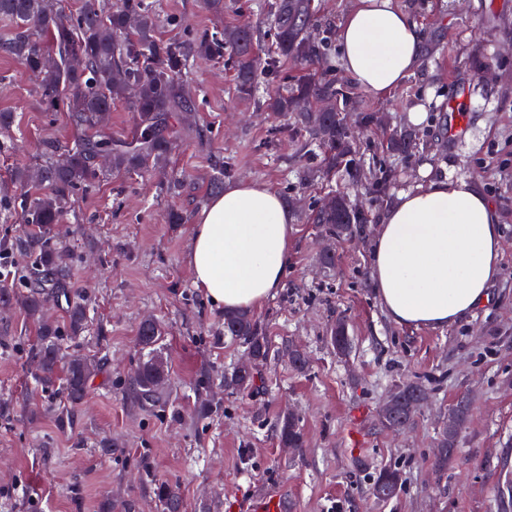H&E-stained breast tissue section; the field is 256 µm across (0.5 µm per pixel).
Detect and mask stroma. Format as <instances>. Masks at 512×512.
<instances>
[{
    "mask_svg": "<svg viewBox=\"0 0 512 512\" xmlns=\"http://www.w3.org/2000/svg\"><path fill=\"white\" fill-rule=\"evenodd\" d=\"M316 29L329 40L314 64L284 60L256 97L239 94L225 59H191L182 74L195 104L170 166L183 175L174 193L154 174L110 175L76 191L54 243L66 255L69 291L83 299L88 327L64 339L68 354L102 363L74 423L60 426L63 397L41 384L29 362L37 326L18 306L0 308V512H160L154 481L181 488L186 512H229L236 497L262 506L278 495V512H512L497 491L512 482V0H399L421 26L419 68L385 99L360 89L339 66L336 30L352 0H315ZM158 36L185 29L213 33L248 24L260 30L259 63L271 55L268 0H150ZM328 73L351 97L350 115L378 114L380 124L354 125L362 178L318 176L323 151L279 133L287 118L258 109L303 74ZM464 101L462 133H448L449 103ZM423 108L412 124L408 114ZM0 183L15 168L59 158L73 141L68 112L44 111L36 78L0 49ZM417 140L408 155L386 150L387 133ZM477 183L496 208L503 241L501 275L488 303L444 327H402L383 312L371 286V240L381 213L424 170ZM275 190L291 208L295 233L284 285L253 314L273 347L299 341L306 371L271 355L258 387L224 391V372L245 353L224 336L223 307L195 287L185 261L192 227L211 196L216 171ZM365 209L370 221L336 241L337 267L318 259L321 231L305 220L309 206L332 193ZM181 223L168 221L170 211ZM163 330L168 380L161 408L141 407L126 383L142 358L144 319ZM348 326L351 349L336 355L329 331ZM420 378L433 386L410 425L393 434L379 411L395 384ZM470 418L458 438L457 465L438 471L434 452L448 410L460 397ZM216 402L210 416L202 400ZM300 419L305 446L281 447L274 425L286 412ZM110 439L117 454L99 453ZM399 467L396 496L370 495L373 476Z\"/></svg>",
    "mask_w": 512,
    "mask_h": 512,
    "instance_id": "obj_1",
    "label": "stroma"
}]
</instances>
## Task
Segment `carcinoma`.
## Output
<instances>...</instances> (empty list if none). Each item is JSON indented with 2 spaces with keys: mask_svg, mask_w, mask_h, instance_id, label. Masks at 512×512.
Listing matches in <instances>:
<instances>
[{
  "mask_svg": "<svg viewBox=\"0 0 512 512\" xmlns=\"http://www.w3.org/2000/svg\"><path fill=\"white\" fill-rule=\"evenodd\" d=\"M0 17L20 27L3 50L37 77L42 106L54 111L63 106L78 132L74 145L61 159L47 160L38 171V183L45 190L26 199L21 207L22 220L32 230L20 242V248L35 257L28 274L26 292L16 295L0 289V303H17L29 317L37 320L40 342L30 353V362L40 381L52 380L61 349L60 327L43 318L50 301L65 299L66 325L70 333H81L88 324L87 306L71 297L66 285V264L62 251L51 244L53 226L61 219L70 196L82 186L92 185L109 172L135 173L152 170L168 177L175 187L183 178L167 171L172 141L177 131L174 114L188 111L181 76L194 57L222 58L235 72L241 93L253 92L262 71L255 55L256 36L249 25L227 28L212 36L187 35L181 40L162 42L156 38L158 15L147 0H119L105 5L100 0H84L74 12L52 10L46 0H0ZM316 17L314 0H274L269 27L273 30L272 66L284 58L313 61L322 55L326 41L312 35ZM126 99L136 114V125L128 136L114 135L109 127L112 103ZM349 96L336 82L322 74L310 73L285 92L269 100L272 112H289L291 125L306 132L325 149L324 171L344 169L357 177L348 126L333 112L312 108L311 101H348ZM413 142L407 132L391 135L387 148L405 154ZM106 156L107 166L96 162ZM308 222L325 233L341 237L352 233L357 224L367 223L366 215L350 208L339 195L331 203L315 206ZM224 335L245 345L252 364L236 367L224 375V389L245 393L261 380L258 367L270 357L268 336L247 310L224 312ZM333 347L349 345L347 325L341 318L331 326ZM162 329L155 321L141 323L138 344L144 358L128 382L133 398L143 406L157 407L167 381V365L159 355ZM101 364L90 358L76 357L67 363L63 387L66 401L80 403L87 395ZM394 415L381 419L386 429L410 424L419 403L429 398V388L421 381H408L395 394ZM280 443L301 448L304 436L298 418L288 412L276 423ZM459 435L440 433L433 465L445 471L456 461ZM161 512H185L180 486L169 481L154 485Z\"/></svg>",
  "mask_w": 512,
  "mask_h": 512,
  "instance_id": "1",
  "label": "carcinoma"
}]
</instances>
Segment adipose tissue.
I'll return each mask as SVG.
<instances>
[{
    "mask_svg": "<svg viewBox=\"0 0 512 512\" xmlns=\"http://www.w3.org/2000/svg\"><path fill=\"white\" fill-rule=\"evenodd\" d=\"M340 65L371 96L413 74L422 28L397 0H352L337 31ZM295 218L281 196L251 180L228 182L200 211L186 257L194 282L225 309H253L281 288ZM495 209L471 181L432 177L401 191L373 241L371 282L396 324L443 327L488 298L501 270Z\"/></svg>",
    "mask_w": 512,
    "mask_h": 512,
    "instance_id": "1",
    "label": "adipose tissue"
}]
</instances>
